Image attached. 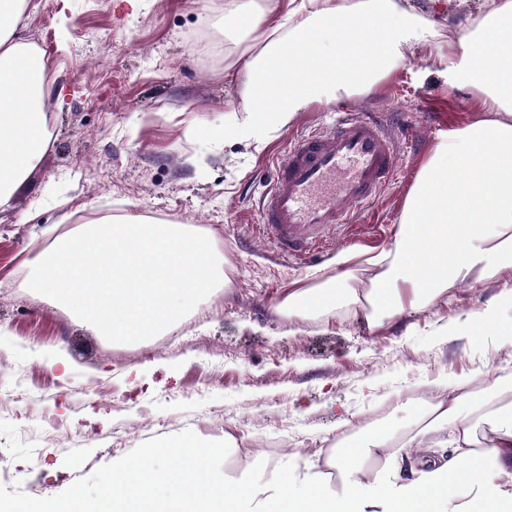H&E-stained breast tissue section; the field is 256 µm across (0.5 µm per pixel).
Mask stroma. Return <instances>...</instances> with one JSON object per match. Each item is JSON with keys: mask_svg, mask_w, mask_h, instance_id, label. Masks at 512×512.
Here are the masks:
<instances>
[{"mask_svg": "<svg viewBox=\"0 0 512 512\" xmlns=\"http://www.w3.org/2000/svg\"><path fill=\"white\" fill-rule=\"evenodd\" d=\"M23 38L41 42L50 82L52 137L39 164L0 209V455L24 463L0 487V512H51L77 493L91 503L112 493V464L183 438L247 450L256 433L293 424L296 452L311 458L375 410L439 390L473 374L512 373V340L459 333L468 311L492 288L461 286L452 304L405 315L393 328L369 330L361 317L288 320L276 308L290 284L336 274L344 252L388 249L420 162L450 129L470 122L461 81L431 63L435 47L411 43L378 92L351 103L412 126L400 152L401 174L353 230L332 233L310 259L276 255L257 232V199L271 161L318 124L312 106L268 143L225 136L228 102L240 91L224 79L231 45L218 23L220 0H35ZM482 0H453L430 19L459 39ZM165 218L210 237L226 260L227 287L216 289L175 329L122 344L88 330L61 303L32 291L22 274L44 246L45 228ZM62 357L66 376L44 361ZM66 425L55 445L16 431L44 410ZM224 413V433L197 422ZM127 429L131 443L113 447Z\"/></svg>", "mask_w": 512, "mask_h": 512, "instance_id": "stroma-1", "label": "stroma"}]
</instances>
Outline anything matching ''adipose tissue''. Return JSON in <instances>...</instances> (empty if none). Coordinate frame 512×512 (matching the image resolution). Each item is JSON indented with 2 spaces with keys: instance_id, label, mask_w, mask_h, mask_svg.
Listing matches in <instances>:
<instances>
[{
  "instance_id": "ef3b65f1",
  "label": "adipose tissue",
  "mask_w": 512,
  "mask_h": 512,
  "mask_svg": "<svg viewBox=\"0 0 512 512\" xmlns=\"http://www.w3.org/2000/svg\"><path fill=\"white\" fill-rule=\"evenodd\" d=\"M28 0H0V208L51 139L42 102L53 93L21 32ZM224 35L236 60L225 81L242 104L233 133L257 144L302 112L339 95L385 84L417 40L435 44L436 65L464 74L474 119L440 141L420 164L389 249L368 259L361 286L342 272L319 284L293 282L278 313L298 319L362 315L369 329L451 302L459 286L494 284V303L466 314L472 336L512 337V0H483L459 41L419 22L406 0H225ZM448 382V396L407 431L366 424L353 448L326 450L321 463H251L215 490L194 470L171 472L176 500L157 497L147 460H212L216 449L183 439L118 460L112 494L95 512H512V380L473 390ZM490 435L478 439L479 421ZM342 492L327 494L326 477Z\"/></svg>"
}]
</instances>
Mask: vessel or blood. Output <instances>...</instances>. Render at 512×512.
<instances>
[{
  "label": "vessel or blood",
  "mask_w": 512,
  "mask_h": 512,
  "mask_svg": "<svg viewBox=\"0 0 512 512\" xmlns=\"http://www.w3.org/2000/svg\"><path fill=\"white\" fill-rule=\"evenodd\" d=\"M399 139L375 112L336 104L275 157L259 199V232L277 255L305 260L326 234L370 210L398 173Z\"/></svg>",
  "instance_id": "1"
}]
</instances>
